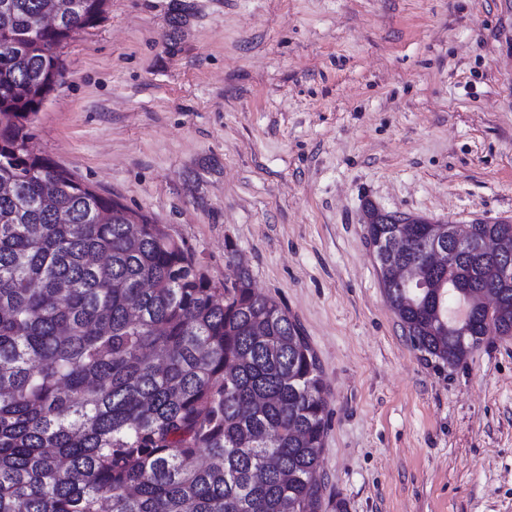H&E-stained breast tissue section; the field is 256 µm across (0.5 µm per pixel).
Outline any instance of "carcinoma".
<instances>
[{
	"instance_id": "cac0c4a2",
	"label": "carcinoma",
	"mask_w": 512,
	"mask_h": 512,
	"mask_svg": "<svg viewBox=\"0 0 512 512\" xmlns=\"http://www.w3.org/2000/svg\"><path fill=\"white\" fill-rule=\"evenodd\" d=\"M0 10V512H319L316 352L237 267L214 285L142 212L26 148L73 34L107 0ZM427 223L391 263L421 260ZM439 284L381 279L414 349L450 365L512 333V224ZM493 295L491 313L467 294ZM205 455V461L198 458Z\"/></svg>"
}]
</instances>
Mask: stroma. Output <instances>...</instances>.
I'll use <instances>...</instances> for the list:
<instances>
[{
	"label": "stroma",
	"mask_w": 512,
	"mask_h": 512,
	"mask_svg": "<svg viewBox=\"0 0 512 512\" xmlns=\"http://www.w3.org/2000/svg\"><path fill=\"white\" fill-rule=\"evenodd\" d=\"M61 59L36 152L300 323L321 512H512V336L413 349L366 232L512 224V0H109Z\"/></svg>",
	"instance_id": "stroma-1"
}]
</instances>
